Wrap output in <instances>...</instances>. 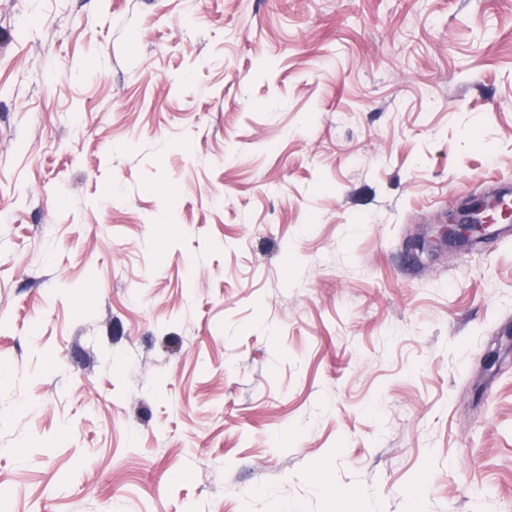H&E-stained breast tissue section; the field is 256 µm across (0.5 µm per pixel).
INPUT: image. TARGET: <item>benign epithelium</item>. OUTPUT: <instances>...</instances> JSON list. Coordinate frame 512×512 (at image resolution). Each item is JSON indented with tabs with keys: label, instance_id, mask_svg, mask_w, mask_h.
Here are the masks:
<instances>
[{
	"label": "benign epithelium",
	"instance_id": "7a95c632",
	"mask_svg": "<svg viewBox=\"0 0 512 512\" xmlns=\"http://www.w3.org/2000/svg\"><path fill=\"white\" fill-rule=\"evenodd\" d=\"M495 211L493 199H466L452 210L453 217L448 223L436 225L432 239L418 236L417 247L421 253L435 257L441 252L463 250L476 242L493 239L499 234Z\"/></svg>",
	"mask_w": 512,
	"mask_h": 512
}]
</instances>
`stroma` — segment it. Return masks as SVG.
<instances>
[{
    "instance_id": "1",
    "label": "stroma",
    "mask_w": 512,
    "mask_h": 512,
    "mask_svg": "<svg viewBox=\"0 0 512 512\" xmlns=\"http://www.w3.org/2000/svg\"><path fill=\"white\" fill-rule=\"evenodd\" d=\"M504 187L512 0H0V512H512ZM495 211V199H466L451 211L454 215L447 224H435L437 229L432 241L424 235L418 236L417 247L428 257H437L441 252L463 250L473 243L493 239L500 230Z\"/></svg>"
}]
</instances>
